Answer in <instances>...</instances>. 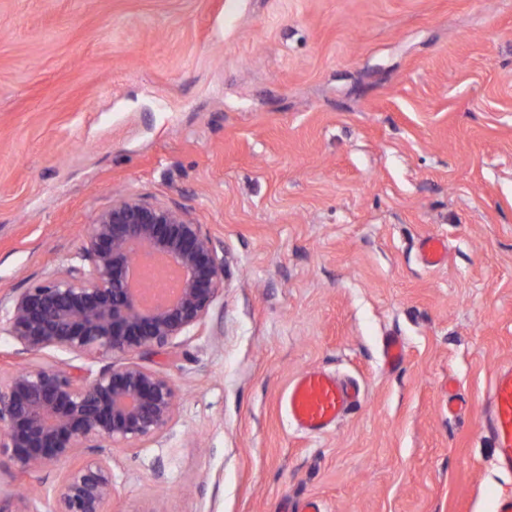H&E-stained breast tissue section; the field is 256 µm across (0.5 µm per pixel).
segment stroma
Segmentation results:
<instances>
[{
  "label": "stroma",
  "mask_w": 512,
  "mask_h": 512,
  "mask_svg": "<svg viewBox=\"0 0 512 512\" xmlns=\"http://www.w3.org/2000/svg\"><path fill=\"white\" fill-rule=\"evenodd\" d=\"M118 194L201 224L224 290L138 354L177 410L113 449L112 512L512 492L482 425L512 365V0H0V318ZM313 368L363 394L319 435L284 409ZM420 252L423 263L429 267L443 265L448 259V245L441 238L431 237L424 240Z\"/></svg>",
  "instance_id": "obj_1"
}]
</instances>
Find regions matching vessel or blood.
<instances>
[{
    "instance_id": "b4317fda",
    "label": "vessel or blood",
    "mask_w": 512,
    "mask_h": 512,
    "mask_svg": "<svg viewBox=\"0 0 512 512\" xmlns=\"http://www.w3.org/2000/svg\"><path fill=\"white\" fill-rule=\"evenodd\" d=\"M423 263L429 267L443 265L448 259V245L431 237L420 246ZM358 388L322 369L305 371L294 379L285 406L290 420L309 434L330 430L357 404ZM484 426L497 448V463L512 471V365L495 372L488 394Z\"/></svg>"
}]
</instances>
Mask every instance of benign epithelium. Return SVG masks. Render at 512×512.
<instances>
[{
  "instance_id": "benign-epithelium-1",
  "label": "benign epithelium",
  "mask_w": 512,
  "mask_h": 512,
  "mask_svg": "<svg viewBox=\"0 0 512 512\" xmlns=\"http://www.w3.org/2000/svg\"><path fill=\"white\" fill-rule=\"evenodd\" d=\"M164 257L178 272L174 293L152 307L131 287L135 260ZM224 288L219 259L202 225L172 208L121 196L99 211L76 260L12 296L5 333L21 367L0 377V455L17 471L69 467L48 512H110L112 449L162 430L175 410L163 375L135 361L202 323ZM64 352L98 371L42 365ZM45 495L13 492L0 512H42Z\"/></svg>"
}]
</instances>
